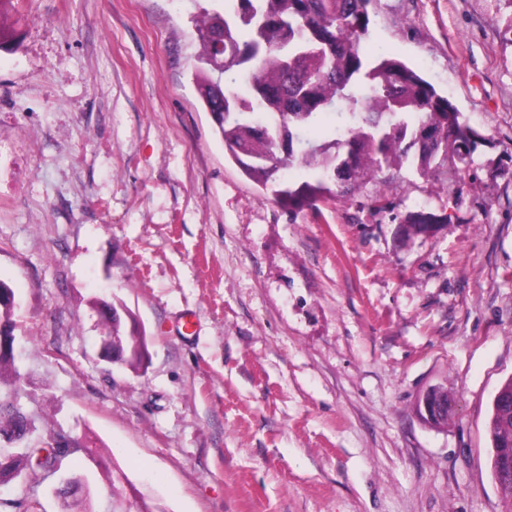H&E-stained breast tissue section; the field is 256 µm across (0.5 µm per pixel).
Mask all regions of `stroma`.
Returning a JSON list of instances; mask_svg holds the SVG:
<instances>
[{"label":"stroma","mask_w":512,"mask_h":512,"mask_svg":"<svg viewBox=\"0 0 512 512\" xmlns=\"http://www.w3.org/2000/svg\"><path fill=\"white\" fill-rule=\"evenodd\" d=\"M224 0H13L0 50V280L23 404L90 429L163 512H502L486 422L512 376V0H374L369 44L479 135L283 210L225 155L192 80ZM426 209L445 221L404 236ZM144 324L135 375L97 306ZM447 389L448 421L416 412Z\"/></svg>","instance_id":"stroma-1"}]
</instances>
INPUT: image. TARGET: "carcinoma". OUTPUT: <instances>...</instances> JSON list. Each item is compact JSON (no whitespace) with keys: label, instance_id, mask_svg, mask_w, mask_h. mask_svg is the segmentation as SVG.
Masks as SVG:
<instances>
[{"label":"carcinoma","instance_id":"carcinoma-1","mask_svg":"<svg viewBox=\"0 0 512 512\" xmlns=\"http://www.w3.org/2000/svg\"><path fill=\"white\" fill-rule=\"evenodd\" d=\"M371 2L228 0L224 13H207L197 24L193 80L216 132L242 174L271 188L285 208L352 201L370 181L405 164L421 176L446 178L471 162L477 133L460 122L448 98L404 62L363 51ZM220 31L222 52L214 42ZM295 168L311 173L297 186L282 179ZM365 206L377 213L398 208L383 195ZM438 222L421 209L404 217V232L419 234ZM100 320L104 338L121 352L115 365L145 372L146 330L119 316ZM25 380L20 356L0 354V430L33 427L21 443L0 445V489L28 471L44 480L66 472L59 512H99L83 474L94 461L110 493L107 512H159L89 433L72 441L64 430L43 436L41 415L21 404ZM488 422L512 442L511 406L492 404ZM72 487L84 490L80 500L69 495ZM0 512H41V502L30 488L20 498L0 497Z\"/></svg>","mask_w":512,"mask_h":512}]
</instances>
